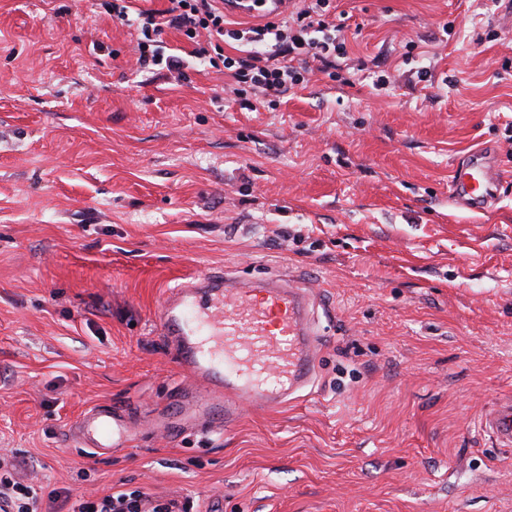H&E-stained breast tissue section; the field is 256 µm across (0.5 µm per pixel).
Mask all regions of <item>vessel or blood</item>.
<instances>
[{"label":"vessel or blood","instance_id":"1","mask_svg":"<svg viewBox=\"0 0 512 512\" xmlns=\"http://www.w3.org/2000/svg\"><path fill=\"white\" fill-rule=\"evenodd\" d=\"M500 175L483 153L454 171L449 196L457 206L485 211L499 199ZM305 290L269 282L244 287L206 275L170 289L160 312L165 336L177 348L183 371L204 393L193 412L201 422L237 419L242 406L274 410L314 381L319 342L307 322ZM502 447L512 446V399L482 419ZM85 448L129 447L130 418L118 407L98 406L68 430Z\"/></svg>","mask_w":512,"mask_h":512}]
</instances>
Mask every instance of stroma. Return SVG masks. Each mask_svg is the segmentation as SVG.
I'll use <instances>...</instances> for the list:
<instances>
[{
    "mask_svg": "<svg viewBox=\"0 0 512 512\" xmlns=\"http://www.w3.org/2000/svg\"><path fill=\"white\" fill-rule=\"evenodd\" d=\"M103 2L0 0V456L187 512H512V447L482 429L512 398V0H336L341 78L273 107L174 33L188 81L138 71ZM478 149L507 180L461 210ZM215 271L308 290L316 375L169 435L187 378L160 309ZM98 405L130 448L66 438Z\"/></svg>",
    "mask_w": 512,
    "mask_h": 512,
    "instance_id": "obj_1",
    "label": "stroma"
}]
</instances>
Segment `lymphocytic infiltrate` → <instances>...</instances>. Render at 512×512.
Listing matches in <instances>:
<instances>
[{
  "instance_id": "f902f5d3",
  "label": "lymphocytic infiltrate",
  "mask_w": 512,
  "mask_h": 512,
  "mask_svg": "<svg viewBox=\"0 0 512 512\" xmlns=\"http://www.w3.org/2000/svg\"><path fill=\"white\" fill-rule=\"evenodd\" d=\"M132 0H108L106 12L120 23L135 21L136 61L141 69L160 67L182 72L187 63L164 54L160 45L167 31L194 43V58L223 67L235 83V94L278 97L302 84L311 71L335 77L338 59L348 54L342 25L329 19L330 0H300L292 11L263 24L237 28L227 22L224 0H169L160 12L131 10ZM246 43V50L229 55L227 42ZM37 484L19 463L0 457V512H36ZM69 512H186L178 499L154 505L143 492L118 491L96 500L72 501Z\"/></svg>"
}]
</instances>
